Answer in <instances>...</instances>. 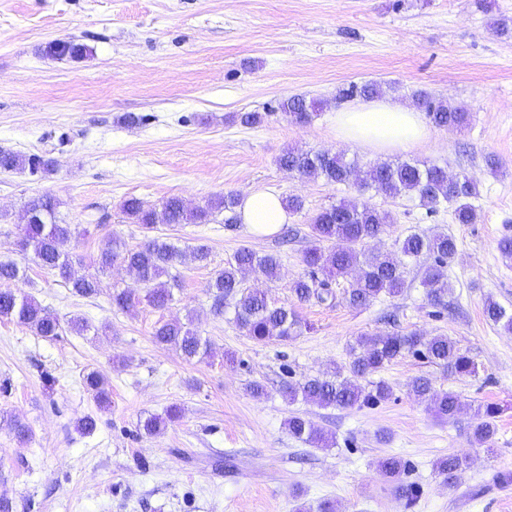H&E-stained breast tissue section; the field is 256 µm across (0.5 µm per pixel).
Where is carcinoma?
Listing matches in <instances>:
<instances>
[{
    "label": "carcinoma",
    "instance_id": "cac0c4a2",
    "mask_svg": "<svg viewBox=\"0 0 512 512\" xmlns=\"http://www.w3.org/2000/svg\"><path fill=\"white\" fill-rule=\"evenodd\" d=\"M85 45L71 42L60 51L46 49V53L58 58L79 60L87 55ZM381 94L374 84L355 83L338 93L340 99H372ZM415 103L425 112L430 122L439 128H463L469 113L460 108H450L428 94H416ZM319 103L308 102L302 97H289L280 103V109L298 124L312 120ZM280 166L297 173L302 178L322 179L328 184L347 182L349 171L359 168L357 160H348L340 153L288 151L279 159ZM55 160L46 154L23 155L9 149H0V171H26L41 179L55 171ZM373 190L388 197L409 196L418 199L419 205L430 215L442 209H451L459 224L474 223L476 212L471 199L479 194L478 184L465 174L448 178V169L427 161H396L367 166L359 178L358 191ZM240 195L226 193L214 196L202 206L185 207L183 200L169 197L158 207L146 205L141 199L130 197L122 202V212L133 224L153 231L160 225L209 224L217 213L224 214V224L233 227L241 223L238 208ZM32 215L28 223L21 225V241L27 247L38 266L60 279L76 294L91 298L103 292L100 274L122 266L130 270L146 289L149 303L164 308L174 300L173 289L179 287L171 268L177 263L208 264L209 249L197 245L190 251H182L164 236L146 237L136 247H129L113 237L103 241L89 266L93 271L77 277L70 271L73 257L69 244L79 231L74 224H62L56 218L55 199L39 195L27 201ZM393 223L390 213L356 200H342L315 213L309 222L315 244L306 249L303 262L308 272L291 285V293L300 302L316 299L319 302L336 297L332 282L338 278L349 279L344 298L353 307H366L379 296L394 295L405 284V269L424 258L432 260L422 279L426 296L434 306L447 308L445 297L448 285L444 269L456 252V241L446 233L433 236L408 234L398 246L397 253L370 255L362 246L369 240L379 239ZM328 246H323V243ZM280 259L275 254H260L249 248H241L224 267L214 273L208 288L213 303L211 310L217 317L224 316L228 308L234 309V321L247 336L258 343L272 340L286 341L302 330V322L286 305L269 303L261 291L243 289V278L258 273L270 281L278 279ZM25 269L13 261H0V283L23 278ZM112 308L127 312L138 302L136 295L127 288L116 285L108 288ZM484 316L492 323L512 332V310L489 298L484 303ZM0 320L15 322L45 338H55L63 330L59 318L34 296L21 294L11 288H0ZM154 340L173 347L186 361L201 359L210 353L209 341L204 339L191 324L179 320L169 321L154 328ZM352 359L345 367L313 376L302 382L288 385V397L329 408L371 407L391 399L393 388L385 381L367 379L386 364L407 354L419 355L430 363L445 368L453 376L477 374L475 362L462 353L456 343L446 336L426 338L419 333L409 334L364 333L351 346ZM87 392L101 406L110 404V392L105 380L94 369L82 374ZM415 396L428 402L429 409L440 418H452L462 409L459 396L451 391L436 392L430 379L421 376L412 384ZM501 408L492 403L479 405L474 411L471 424L473 440L484 446L493 442L497 433L496 419ZM181 418V408L173 405L165 414L150 415L140 421L142 430L157 434L166 424ZM0 424L7 427L18 439L30 436L29 427L16 417L0 415ZM288 432L317 448L329 447L330 437L300 415L287 420ZM379 470L394 484L397 498L404 509L414 507L419 486L402 479L406 465L390 456L378 461ZM465 469V461L450 455L436 463L438 473L456 483Z\"/></svg>",
    "mask_w": 512,
    "mask_h": 512
}]
</instances>
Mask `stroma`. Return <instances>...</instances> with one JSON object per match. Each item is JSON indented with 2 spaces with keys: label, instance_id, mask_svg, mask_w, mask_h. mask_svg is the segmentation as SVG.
<instances>
[{
  "label": "stroma",
  "instance_id": "1",
  "mask_svg": "<svg viewBox=\"0 0 512 512\" xmlns=\"http://www.w3.org/2000/svg\"><path fill=\"white\" fill-rule=\"evenodd\" d=\"M64 38L87 46V56L44 54ZM366 81L404 105L426 91L471 121L460 131L431 127L407 154L341 141L336 95ZM293 95L324 107L310 123H294L279 109ZM241 112L267 118L244 126L234 119ZM130 113L142 124H123ZM0 148L57 161L42 180L0 173V259L24 266L19 292L60 321L79 316L92 327L50 340L0 321V413L31 430L22 442L0 427V496L17 512H294L326 500L338 512H404L376 468L386 456L407 463L408 481L421 488L413 512H512V485L498 482L512 474V333L483 313L489 298L512 308V258L498 248L512 237V0H0ZM292 148L341 152L363 167L428 161L477 182L472 224L447 211L427 216L407 196H364L394 217L368 251L396 250L412 232L455 239L447 310L429 304L421 263L409 267L400 294L363 308L340 296L294 301L310 216L356 188L283 170L278 159ZM230 191L298 195L304 209L270 233L219 219L170 231L178 247L207 245L210 259L173 267L179 286L165 309L143 300L113 310L107 295H75L13 250L21 210L36 195L56 200L61 222L88 228L69 247L81 275L106 237L144 241L122 212L126 198L156 206L177 196L192 208ZM242 247L280 257L278 280L251 274L244 285L291 305L304 324L299 335L258 343L232 314L211 313L208 283ZM175 318L192 319L211 345L208 357L188 362L154 343L155 326ZM414 331L454 341L476 375L454 377L406 355L379 372L393 396L374 407L322 408L283 394L288 383L348 364L360 334ZM89 369L107 380L110 406L98 407L84 388ZM420 376L458 393L463 412L437 419L411 391ZM254 382L264 395L251 394ZM490 402L502 414L487 450L472 442L470 424L473 406ZM172 405L180 420L155 436L140 433L141 419ZM297 414L334 445L292 437L286 422ZM88 415L97 428L84 435L77 424ZM451 454L468 460L452 486L435 469Z\"/></svg>",
  "mask_w": 512,
  "mask_h": 512
}]
</instances>
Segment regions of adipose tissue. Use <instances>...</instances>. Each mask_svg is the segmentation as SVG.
Listing matches in <instances>:
<instances>
[{
  "label": "adipose tissue",
  "instance_id": "adipose-tissue-1",
  "mask_svg": "<svg viewBox=\"0 0 512 512\" xmlns=\"http://www.w3.org/2000/svg\"><path fill=\"white\" fill-rule=\"evenodd\" d=\"M335 121L339 139L379 151H405L429 136L420 112L383 100L340 109ZM240 212L243 223L265 232L288 219L280 197L272 192L251 193L243 200Z\"/></svg>",
  "mask_w": 512,
  "mask_h": 512
}]
</instances>
